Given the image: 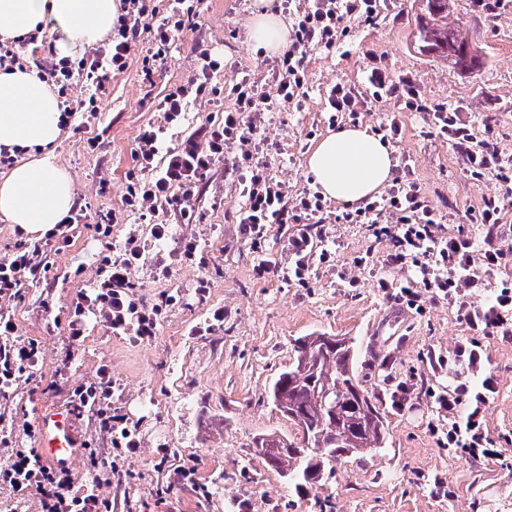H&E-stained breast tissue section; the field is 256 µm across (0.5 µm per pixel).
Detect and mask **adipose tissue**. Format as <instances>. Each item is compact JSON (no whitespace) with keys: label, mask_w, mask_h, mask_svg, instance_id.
<instances>
[{"label":"adipose tissue","mask_w":512,"mask_h":512,"mask_svg":"<svg viewBox=\"0 0 512 512\" xmlns=\"http://www.w3.org/2000/svg\"><path fill=\"white\" fill-rule=\"evenodd\" d=\"M120 11V0H0V38L21 41L35 29L58 31L59 50L76 57L100 41ZM250 40L266 51L288 41V25L275 0H257L249 22ZM59 101L31 69H0V149L23 159L0 174V217L27 235L51 231L74 206L69 174L52 160L63 130ZM390 149L362 126H345L310 151L307 169L323 196L358 204L392 178Z\"/></svg>","instance_id":"1"}]
</instances>
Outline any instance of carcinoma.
I'll list each match as a JSON object with an SVG mask.
<instances>
[{"instance_id": "1", "label": "carcinoma", "mask_w": 512, "mask_h": 512, "mask_svg": "<svg viewBox=\"0 0 512 512\" xmlns=\"http://www.w3.org/2000/svg\"><path fill=\"white\" fill-rule=\"evenodd\" d=\"M423 6L418 42L423 51L470 72L485 60L473 44L448 21V0H417ZM319 336L298 340L295 362L282 372L271 388V399L282 414L292 411L308 431L309 439L297 441L268 435L255 440L265 461L278 472L288 473L295 487L334 472L336 458L315 452L317 448L348 451L364 457L386 443L382 417L375 419L351 408L360 387L354 374V357L348 348L320 344Z\"/></svg>"}]
</instances>
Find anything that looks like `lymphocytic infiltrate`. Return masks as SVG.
<instances>
[{
  "label": "lymphocytic infiltrate",
  "instance_id": "f902f5d3",
  "mask_svg": "<svg viewBox=\"0 0 512 512\" xmlns=\"http://www.w3.org/2000/svg\"><path fill=\"white\" fill-rule=\"evenodd\" d=\"M204 4L205 0H167L160 9L154 0H123L122 13L101 46L77 60L53 52L37 63L38 75L54 86L61 100L62 123H70L77 113L98 111L106 82L126 71L131 49L142 38L148 43L142 71L145 77H153L176 36L201 14ZM380 17L377 0H307L296 13L287 49L269 68L273 92H266L249 75L236 73L231 79L235 106L225 111L222 123L203 134L181 137L170 149L164 146L162 130L143 131L134 148L142 178L127 185L122 204L128 213L140 216L160 203L187 213L197 199L202 172L220 161L243 159L247 167L238 177L245 200L239 217L241 232L257 248L271 226L284 227V246L291 257L285 269L276 260L261 257L255 271L265 279L287 274L302 287L308 286L315 266L334 262V225H367L375 241L386 246L383 266L396 273L392 279L378 278L384 297L415 310L422 309L427 299L448 304L472 333L471 338L457 342L451 355L427 358L432 370L449 379L442 390L426 392L438 419L432 434H443L447 447L470 460L506 467L512 465V450L496 447L486 424L499 380L488 349L477 340L481 334L512 338V249L503 245L504 238L512 236V225L505 220L512 209V168L505 165L497 145L477 141L471 124L452 106L423 102L411 80L396 82L381 72L370 73L374 99L394 98L406 110L424 113L432 135L462 154L473 180L491 175L501 182L502 194L485 198L467 216L469 223L480 226L478 237L462 228L447 231L436 209L409 181L406 169H397L385 194L335 216L319 193L306 189L289 194L285 183L270 176L259 158L264 117L274 101L297 105L304 99L309 51L336 50L349 34V22L372 27ZM200 56L202 63L193 78L169 90L157 103L166 129L181 127L193 101L210 96L212 77L224 68L223 59L211 52L201 51ZM77 77L87 90L81 98L69 95ZM40 256L36 248L0 258V299L17 297L25 278L40 275ZM145 260L136 229H129L120 255L104 256L93 281L73 301L66 319L70 344L84 340L91 320L112 335L136 342L155 337L162 309L137 298L131 281L132 269ZM486 290L491 293L487 300L482 297ZM41 354L40 342L17 340L11 316L0 313L1 397H9L19 384L36 381ZM116 391L106 364L99 366L92 380L67 390L73 412L90 415L115 450L116 459L110 464L114 476L121 474L123 461L136 456L142 444L138 424L119 406ZM0 446L10 449L13 457L9 468L0 469V485H9L17 493L35 491L41 512H112L111 500L97 491L100 480L95 475L81 480L64 464L42 463L36 449L14 447L13 432L5 427L0 428Z\"/></svg>",
  "mask_w": 512,
  "mask_h": 512
}]
</instances>
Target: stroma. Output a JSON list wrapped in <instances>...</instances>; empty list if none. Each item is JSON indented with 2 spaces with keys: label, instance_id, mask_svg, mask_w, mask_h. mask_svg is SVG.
<instances>
[{
  "label": "stroma",
  "instance_id": "stroma-1",
  "mask_svg": "<svg viewBox=\"0 0 512 512\" xmlns=\"http://www.w3.org/2000/svg\"><path fill=\"white\" fill-rule=\"evenodd\" d=\"M378 8V25L352 26L340 50L309 52L308 95L298 107L274 103L265 119L262 161L289 194L312 187L307 155L333 130L325 89L346 83L357 93L360 124L375 130L386 118L399 120L402 132L390 143L394 160H408L410 180L448 231H455L462 208L480 207L484 198L500 193V183L492 176L472 180L462 156L430 134L423 113L407 111L393 98L373 101L367 75L377 69L394 80L412 79L422 99L458 106L477 139L497 143L503 157L512 159V0L492 15L475 0L449 2L451 19L484 52L485 65L476 74L415 49V0H380ZM253 10L254 0H207L203 13L176 37L153 80H145L142 53L134 51L128 69L108 84L100 111L78 113L64 126L54 157L68 172L75 206L85 218L72 227L69 246L54 241L44 246L48 268L40 278L27 280L18 297L0 299V310L14 319L17 339L43 344L41 385L19 386L9 399H0V414L12 422L19 445L30 447L27 433L37 429L40 410L66 397L62 391L44 392V384L59 376L71 385L85 382L108 364L120 406L139 423L142 448L127 461L126 480L111 483L109 442L85 417L79 441L100 449L105 481L99 492L117 512L128 502L138 512H512V468L476 463L440 447L429 430L433 415L427 408H392L391 379L414 374L441 390L448 379L432 372L427 353L448 352L471 332L447 304L428 301L419 312L383 297L376 286L384 274L381 265L352 264L373 241L366 225H335L334 266L315 267L308 287L301 288L283 277L257 276L261 253L287 266L284 236L271 228L261 252H254L238 225L243 204L238 185L225 179L223 164L201 176V193L187 216L167 209L144 218L125 212L122 195L139 173L135 140L144 129L162 125L157 101L193 77L201 50L225 56L228 68L212 79L214 100L192 103L185 132L223 121L225 108L234 104L233 71L265 79L274 55L255 50L249 39ZM107 220L116 246L130 225H138L147 240L152 223L171 224L167 242L150 248L143 266L131 271L137 298L164 304L165 310L151 341L135 343L93 325L72 349L64 329L47 321L43 306L51 304L66 317L77 291L95 276L103 246L94 226ZM190 237L203 248V264L180 255L182 240ZM341 268L357 276V287L343 286L336 276ZM202 278L209 283L203 296L195 291ZM218 309L224 319L215 323L211 316ZM314 332L352 341L356 374L375 395L388 435L372 456L345 459L332 478L298 489L267 466L254 441L267 434L298 437L296 426L270 403L268 391L294 361L296 339ZM481 342L500 382L487 426L498 447L512 449V339L485 336ZM164 445L171 455L161 467L157 450ZM179 466L195 469L196 484H170V471ZM438 476L447 481L449 496L434 493Z\"/></svg>",
  "mask_w": 512,
  "mask_h": 512
}]
</instances>
